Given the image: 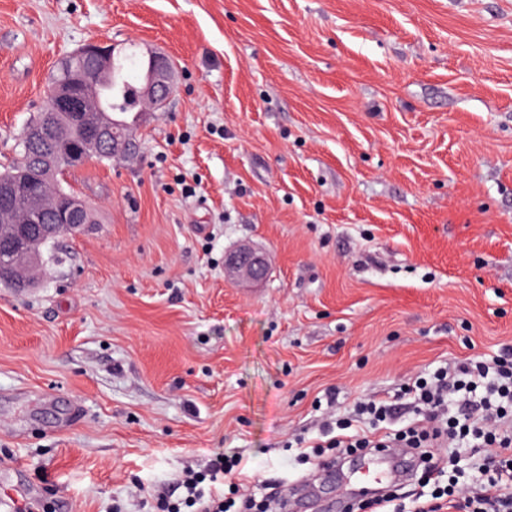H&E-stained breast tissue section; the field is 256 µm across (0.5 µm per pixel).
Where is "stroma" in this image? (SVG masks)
<instances>
[{
    "mask_svg": "<svg viewBox=\"0 0 512 512\" xmlns=\"http://www.w3.org/2000/svg\"><path fill=\"white\" fill-rule=\"evenodd\" d=\"M91 40L178 78L138 154L62 176L97 223L0 288V492L26 512H156L137 484L219 453L279 512L267 484L359 400L401 429L417 377L512 349V0H0V168ZM242 244L258 286L224 275ZM447 454L477 491L487 449ZM224 271L236 279L262 282L268 275L267 255L261 249L242 245L225 254Z\"/></svg>",
    "mask_w": 512,
    "mask_h": 512,
    "instance_id": "1",
    "label": "stroma"
}]
</instances>
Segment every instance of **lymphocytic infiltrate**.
Here are the masks:
<instances>
[{
	"label": "lymphocytic infiltrate",
	"instance_id": "1",
	"mask_svg": "<svg viewBox=\"0 0 512 512\" xmlns=\"http://www.w3.org/2000/svg\"><path fill=\"white\" fill-rule=\"evenodd\" d=\"M485 383L487 397L483 404L467 408L459 416L448 414V401L463 387ZM415 401L423 410L417 423L396 432L378 433L356 429L333 432L325 428L328 450L349 453L375 448L423 449L421 477L430 480L444 472L446 464L436 456L437 448L458 437L473 436L488 447L489 474L476 494L449 489L447 504L429 499L418 502L415 512H512V356L503 355L489 362L451 365L436 372L431 380L412 386ZM224 468L222 459H214L209 473L185 472L180 480L185 495L169 500L156 492L162 512H224V492L217 488V474Z\"/></svg>",
	"mask_w": 512,
	"mask_h": 512
}]
</instances>
